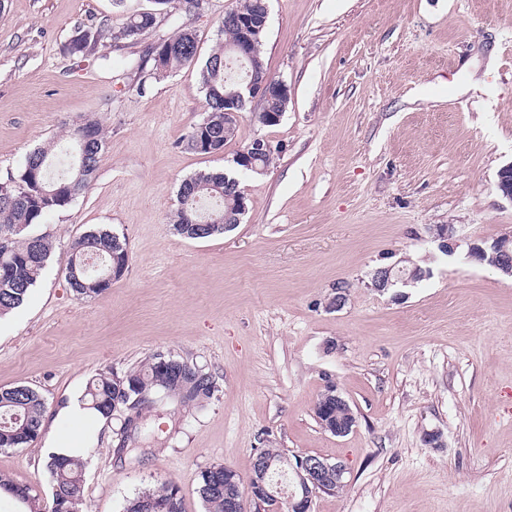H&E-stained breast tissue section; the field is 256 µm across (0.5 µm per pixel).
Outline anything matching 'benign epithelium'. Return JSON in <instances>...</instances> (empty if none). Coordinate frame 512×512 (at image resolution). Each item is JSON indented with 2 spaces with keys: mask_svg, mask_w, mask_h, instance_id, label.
<instances>
[{
  "mask_svg": "<svg viewBox=\"0 0 512 512\" xmlns=\"http://www.w3.org/2000/svg\"><path fill=\"white\" fill-rule=\"evenodd\" d=\"M275 89L282 94L289 92L288 85L282 81L266 79L256 81L251 78L245 82V90L250 98L264 100L269 90ZM246 99L238 92L235 101L230 103V108L224 110V123L238 122L240 110L245 108ZM276 151L268 139L256 137L243 147L239 152L240 161L251 165L254 158L262 154H270ZM498 193L512 202V164L501 169L496 184ZM434 241L438 242L441 252L451 255L455 253L456 243L453 241V227L448 225L437 230ZM491 255L493 268L505 275L512 276V236L505 235L494 240L490 244L473 243L467 251V258L477 263H483L486 255ZM430 275V270L420 265H415L408 271H403L393 265L377 268L371 277V286L381 293H386L394 286L401 283L407 285L414 283ZM329 388L336 405V416H328L320 420L322 427L335 436H345L356 423L355 415L348 401L338 392L336 385ZM271 463L258 455L253 461L249 485L258 489L264 488V480L269 475ZM297 479L296 490L288 499L289 512H311L312 497L317 493H334L336 488L344 484L345 467L339 462H331L326 458L306 455L298 456L295 461L288 462ZM273 492L266 494L259 492L250 494V500L238 498L227 499L224 504L225 512H264V505Z\"/></svg>",
  "mask_w": 512,
  "mask_h": 512,
  "instance_id": "benign-epithelium-1",
  "label": "benign epithelium"
}]
</instances>
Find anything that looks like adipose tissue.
Returning a JSON list of instances; mask_svg holds the SVG:
<instances>
[{
	"instance_id": "1",
	"label": "adipose tissue",
	"mask_w": 512,
	"mask_h": 512,
	"mask_svg": "<svg viewBox=\"0 0 512 512\" xmlns=\"http://www.w3.org/2000/svg\"><path fill=\"white\" fill-rule=\"evenodd\" d=\"M104 436V417L85 408L80 394L74 393L54 411L46 446L55 456H79Z\"/></svg>"
}]
</instances>
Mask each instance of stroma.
<instances>
[{
	"instance_id": "1",
	"label": "stroma",
	"mask_w": 512,
	"mask_h": 512,
	"mask_svg": "<svg viewBox=\"0 0 512 512\" xmlns=\"http://www.w3.org/2000/svg\"><path fill=\"white\" fill-rule=\"evenodd\" d=\"M235 0L159 17L136 43L68 51L76 28L120 27L152 0H7L0 11V180L47 142L71 154L66 126L93 116L105 134L97 176L35 228L51 255L27 300L0 317V387L24 384L55 410L99 372L157 352L211 373L198 408L158 398L134 438L121 416L85 458L89 512H124L167 483L183 512H205L201 471L249 476L265 448L344 465L345 486L312 512H512V277L467 261L470 244L512 235L496 189L512 163V0H269L265 62L289 87L278 125L252 100L223 152L185 138L206 103L199 73ZM194 63L138 93L136 65L178 25ZM484 91H467V79ZM282 147L242 180L247 209L224 234L189 240L172 217L182 180L230 166L252 138ZM454 225L442 254L437 227ZM129 251L121 279L79 297L70 244L96 228ZM411 261L430 277L379 293L371 273ZM347 301L326 302L337 288ZM353 429L324 430L327 383ZM43 439L0 449V473L50 512Z\"/></svg>"
}]
</instances>
